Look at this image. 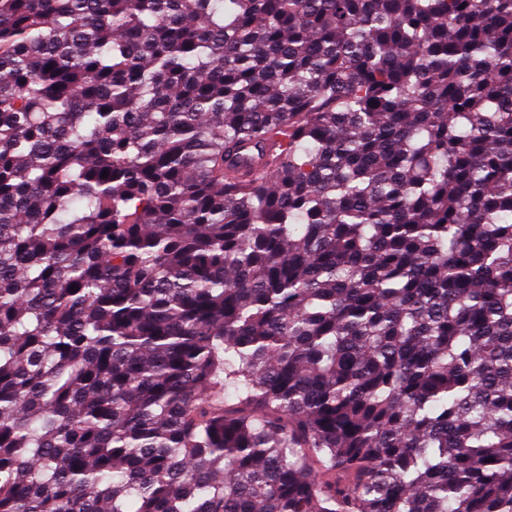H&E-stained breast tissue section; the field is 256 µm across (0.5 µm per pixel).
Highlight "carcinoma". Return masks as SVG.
I'll return each instance as SVG.
<instances>
[{
  "instance_id": "obj_1",
  "label": "carcinoma",
  "mask_w": 512,
  "mask_h": 512,
  "mask_svg": "<svg viewBox=\"0 0 512 512\" xmlns=\"http://www.w3.org/2000/svg\"><path fill=\"white\" fill-rule=\"evenodd\" d=\"M0 512H512V0H0Z\"/></svg>"
}]
</instances>
